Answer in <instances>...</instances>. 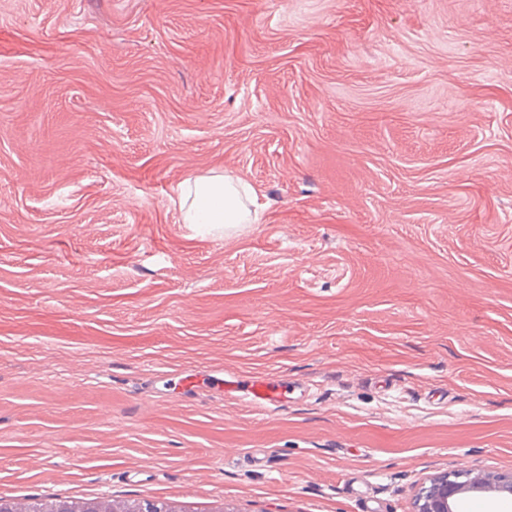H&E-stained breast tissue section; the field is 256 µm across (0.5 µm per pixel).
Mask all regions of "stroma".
Instances as JSON below:
<instances>
[{
  "mask_svg": "<svg viewBox=\"0 0 512 512\" xmlns=\"http://www.w3.org/2000/svg\"><path fill=\"white\" fill-rule=\"evenodd\" d=\"M241 177L257 223L172 197ZM286 379L260 411L192 388ZM512 473V0H0V497L414 512ZM172 202L181 213L182 223L204 229L216 224L224 228L254 224L262 208L249 184L239 177L219 173L186 179ZM464 473L453 472L434 477L416 494L415 512H453V500L465 489L512 494V474L477 475L458 481ZM453 478V479H452Z\"/></svg>",
  "mask_w": 512,
  "mask_h": 512,
  "instance_id": "stroma-1",
  "label": "stroma"
}]
</instances>
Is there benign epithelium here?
<instances>
[{"label": "benign epithelium", "mask_w": 512, "mask_h": 512, "mask_svg": "<svg viewBox=\"0 0 512 512\" xmlns=\"http://www.w3.org/2000/svg\"><path fill=\"white\" fill-rule=\"evenodd\" d=\"M461 472L434 477L420 487L416 494L415 512H453L456 495L465 489L512 494V474L477 475L460 480Z\"/></svg>", "instance_id": "obj_1"}]
</instances>
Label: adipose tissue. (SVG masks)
<instances>
[{
    "label": "adipose tissue",
    "mask_w": 512,
    "mask_h": 512,
    "mask_svg": "<svg viewBox=\"0 0 512 512\" xmlns=\"http://www.w3.org/2000/svg\"><path fill=\"white\" fill-rule=\"evenodd\" d=\"M173 204L181 213L182 221L201 228L219 224L234 228L253 224L259 218L258 199L241 178L212 173L183 181Z\"/></svg>",
    "instance_id": "1"
}]
</instances>
